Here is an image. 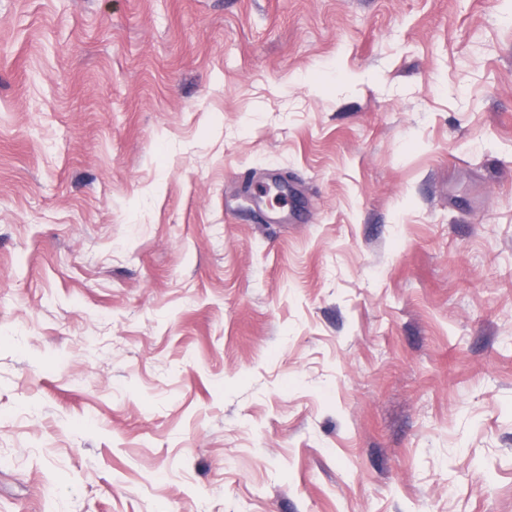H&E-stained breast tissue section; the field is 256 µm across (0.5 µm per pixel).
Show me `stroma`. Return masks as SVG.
I'll use <instances>...</instances> for the list:
<instances>
[{"label": "stroma", "instance_id": "35a3bbf8", "mask_svg": "<svg viewBox=\"0 0 512 512\" xmlns=\"http://www.w3.org/2000/svg\"><path fill=\"white\" fill-rule=\"evenodd\" d=\"M0 512H512V0H0Z\"/></svg>", "mask_w": 512, "mask_h": 512}]
</instances>
